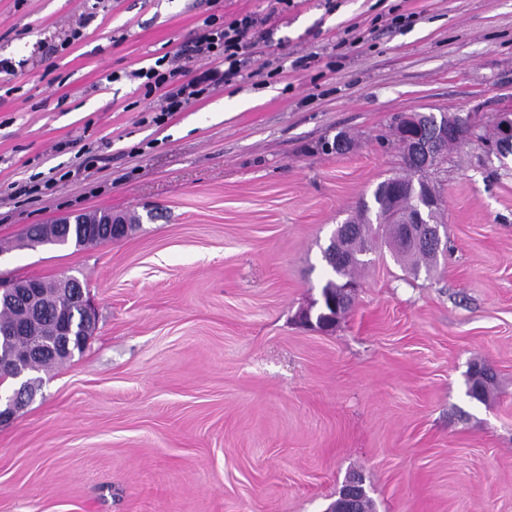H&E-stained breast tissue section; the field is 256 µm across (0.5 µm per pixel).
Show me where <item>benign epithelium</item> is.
<instances>
[{"instance_id":"1","label":"benign epithelium","mask_w":512,"mask_h":512,"mask_svg":"<svg viewBox=\"0 0 512 512\" xmlns=\"http://www.w3.org/2000/svg\"><path fill=\"white\" fill-rule=\"evenodd\" d=\"M424 114L421 112L411 113L402 118L395 127V136L398 141L406 147L407 160L419 171L426 172L436 168L441 162V144L452 136L460 142H469L473 139V128L464 124L452 127L444 124L436 127V130L429 135H422V121ZM496 124L499 128L501 141L489 146L488 151L496 149L502 154H508L512 149V113L501 112L498 114ZM108 225V230L117 235L128 231V226L118 216H109L102 220L98 215H90L80 219L85 225L86 235H95L100 232L99 224ZM405 239L414 245H432L439 249L442 246L440 229L434 228L428 234H422V224L415 220L403 225ZM61 286L74 294L82 311L85 324L92 326L95 323V309L89 297L84 294L83 288L74 280L65 278L61 280ZM356 284L349 282L344 285V295L341 300L328 298L330 311L322 315L320 323L311 319L310 309L302 310L299 321L310 328L317 329L323 333L329 332L336 327V324L349 311L353 303ZM18 303L28 308L30 321L16 329V333L33 337L32 352L35 355L42 354H67L70 352V338L74 335L73 326H60L57 328L55 338L51 341L41 336L33 335L37 322L44 318L46 307L44 306L39 284L28 278H15L0 280V304ZM3 363L14 370V379L19 381V388L13 395L6 399L5 407L0 408V424L15 417L17 412L24 406L27 397L32 392L27 390L30 371L25 363L12 358H4L0 355V364ZM366 495V489L361 476L349 477L338 492V498L327 512H356L358 500Z\"/></svg>"}]
</instances>
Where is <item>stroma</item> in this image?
Returning <instances> with one entry per match:
<instances>
[{
    "instance_id": "stroma-1",
    "label": "stroma",
    "mask_w": 512,
    "mask_h": 512,
    "mask_svg": "<svg viewBox=\"0 0 512 512\" xmlns=\"http://www.w3.org/2000/svg\"><path fill=\"white\" fill-rule=\"evenodd\" d=\"M246 13L270 18L253 77L154 123L131 72ZM0 60V275L76 279L96 309L0 424V512H326L354 472L373 512H512V155L475 139L430 172V274L379 245L333 331L295 322L337 226L402 167L396 118L491 134L512 112V0H0ZM32 179L51 190L15 194ZM96 211L140 224L21 244Z\"/></svg>"
}]
</instances>
